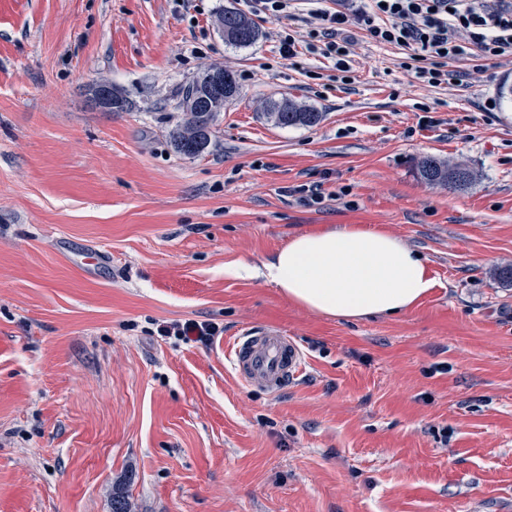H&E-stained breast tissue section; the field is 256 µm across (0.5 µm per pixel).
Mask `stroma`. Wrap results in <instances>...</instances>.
I'll use <instances>...</instances> for the list:
<instances>
[{"instance_id":"obj_1","label":"stroma","mask_w":512,"mask_h":512,"mask_svg":"<svg viewBox=\"0 0 512 512\" xmlns=\"http://www.w3.org/2000/svg\"><path fill=\"white\" fill-rule=\"evenodd\" d=\"M239 0H0V512H512V84L410 83L358 39L353 90L327 59L280 57L277 22L225 44ZM231 70L240 97L206 152L176 154L180 91ZM106 81L132 102H87ZM323 112L278 127L259 104ZM438 126L417 129L420 105ZM475 173L422 181L425 156ZM321 183L322 204L297 186ZM349 188L355 208L335 194ZM359 224L427 260L403 316L330 318L237 275L290 237ZM223 326L208 344L162 320ZM279 329L306 354L278 394L238 380L225 344ZM224 17V41L232 46L246 48L254 44L259 37V29L252 21L233 9H224L218 18ZM230 35H225L228 31Z\"/></svg>"}]
</instances>
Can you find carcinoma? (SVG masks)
<instances>
[{"instance_id":"1","label":"carcinoma","mask_w":512,"mask_h":512,"mask_svg":"<svg viewBox=\"0 0 512 512\" xmlns=\"http://www.w3.org/2000/svg\"><path fill=\"white\" fill-rule=\"evenodd\" d=\"M219 17L224 19V28L230 32V35L224 36L226 43L246 48L257 41L258 27L238 11L224 9ZM218 69V65L201 69L186 87L178 103V109L183 112L184 118L171 130L170 142L174 151L180 155L195 157L209 148L214 137L213 126L217 112L239 95L236 77L227 69L224 70V93L220 94L210 88L205 77ZM262 111L279 127H314L323 118V113L290 99L269 100L262 104ZM417 172L429 184L453 189H461L474 179L473 171L467 166L453 165L433 156L418 161Z\"/></svg>"}]
</instances>
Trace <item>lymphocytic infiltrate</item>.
Returning a JSON list of instances; mask_svg holds the SVG:
<instances>
[{
    "mask_svg": "<svg viewBox=\"0 0 512 512\" xmlns=\"http://www.w3.org/2000/svg\"><path fill=\"white\" fill-rule=\"evenodd\" d=\"M310 15L315 24L305 33L279 32V53L291 59L303 51L332 60L333 79L344 86L355 81L356 28L375 44L399 49L412 82L430 87L468 88L481 60L512 62V0H369L360 12L338 0L336 7Z\"/></svg>",
    "mask_w": 512,
    "mask_h": 512,
    "instance_id": "obj_1",
    "label": "lymphocytic infiltrate"
}]
</instances>
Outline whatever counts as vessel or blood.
Segmentation results:
<instances>
[{
    "mask_svg": "<svg viewBox=\"0 0 512 512\" xmlns=\"http://www.w3.org/2000/svg\"><path fill=\"white\" fill-rule=\"evenodd\" d=\"M225 356L238 379L272 394L295 382L305 367L297 341L276 329L245 332L230 341Z\"/></svg>",
    "mask_w": 512,
    "mask_h": 512,
    "instance_id": "vessel-or-blood-1",
    "label": "vessel or blood"
}]
</instances>
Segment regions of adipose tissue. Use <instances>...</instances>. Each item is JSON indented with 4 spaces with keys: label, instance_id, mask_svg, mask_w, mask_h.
Masks as SVG:
<instances>
[{
    "label": "adipose tissue",
    "instance_id": "adipose-tissue-1",
    "mask_svg": "<svg viewBox=\"0 0 512 512\" xmlns=\"http://www.w3.org/2000/svg\"><path fill=\"white\" fill-rule=\"evenodd\" d=\"M236 272L275 285L298 306L348 321L408 314L433 287L422 256L358 224L293 236L261 266Z\"/></svg>",
    "mask_w": 512,
    "mask_h": 512
}]
</instances>
